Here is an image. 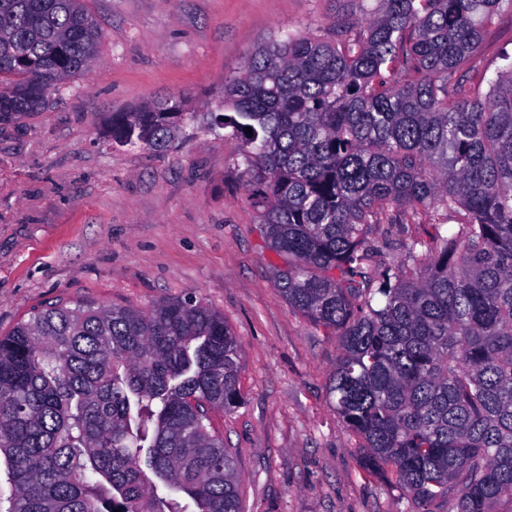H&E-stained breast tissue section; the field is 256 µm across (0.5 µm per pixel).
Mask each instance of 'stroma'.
Segmentation results:
<instances>
[{
  "mask_svg": "<svg viewBox=\"0 0 512 512\" xmlns=\"http://www.w3.org/2000/svg\"><path fill=\"white\" fill-rule=\"evenodd\" d=\"M98 64L40 112L0 113V337L58 303L146 309L194 297L223 315L243 401L211 413L234 456L245 512H407L360 465L328 391L334 337L274 288L282 260L234 163L239 138L210 112L280 30L330 35L349 0H86ZM512 55V12L485 27L468 79L487 90ZM182 97L195 133L164 152L118 147L112 113Z\"/></svg>",
  "mask_w": 512,
  "mask_h": 512,
  "instance_id": "obj_1",
  "label": "stroma"
}]
</instances>
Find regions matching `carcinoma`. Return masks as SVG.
I'll list each match as a JSON object with an SVG mask.
<instances>
[{
    "mask_svg": "<svg viewBox=\"0 0 512 512\" xmlns=\"http://www.w3.org/2000/svg\"><path fill=\"white\" fill-rule=\"evenodd\" d=\"M378 2L259 48L211 126L241 139L274 288L336 338L329 393L362 467L410 512H496L512 499V57L484 94L465 72L512 0ZM100 38L85 0H0V113L40 111ZM187 121L172 96L112 113L108 134L162 152ZM394 212L432 232L379 265L369 235ZM239 375L224 316L191 298L34 313L0 339L8 512H244L209 415L241 404Z\"/></svg>",
    "mask_w": 512,
    "mask_h": 512,
    "instance_id": "cac0c4a2",
    "label": "carcinoma"
}]
</instances>
